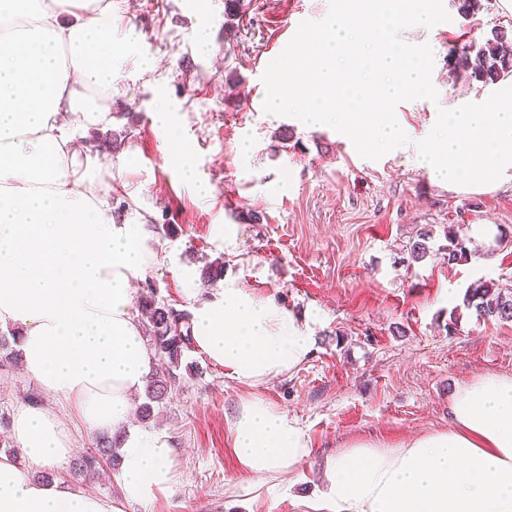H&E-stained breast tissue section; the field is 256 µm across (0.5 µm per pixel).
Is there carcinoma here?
<instances>
[{
    "label": "carcinoma",
    "instance_id": "obj_1",
    "mask_svg": "<svg viewBox=\"0 0 512 512\" xmlns=\"http://www.w3.org/2000/svg\"><path fill=\"white\" fill-rule=\"evenodd\" d=\"M451 66L456 74L484 85L512 75V51L509 50L508 33L499 29L492 32V37L480 45L471 43L454 50ZM445 236L448 240V261H469L471 253L467 247L465 228L451 224ZM430 239L429 232L420 233L418 239L407 248L409 260H424L430 254ZM463 308L475 310L480 318L511 322L512 284L503 285L486 280L473 283L465 293L463 307L451 311L447 329L456 328ZM139 309L149 322L150 333L147 342L159 361L158 368L144 391L145 401L139 406L140 419L148 420L154 407L170 398L174 388L183 381L184 374L194 375L191 366L182 365L185 353L190 351L193 345L189 317L186 314L152 297L145 300ZM18 361V353L13 348V342L6 336H0V362L15 365ZM103 460L112 465L114 470L119 467L117 439L97 435L94 451L74 459L71 462V470L75 474L88 473L95 470Z\"/></svg>",
    "mask_w": 512,
    "mask_h": 512
}]
</instances>
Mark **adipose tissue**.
Here are the masks:
<instances>
[{
    "label": "adipose tissue",
    "instance_id": "adipose-tissue-1",
    "mask_svg": "<svg viewBox=\"0 0 512 512\" xmlns=\"http://www.w3.org/2000/svg\"><path fill=\"white\" fill-rule=\"evenodd\" d=\"M134 51L117 37L110 0H0V327L15 329L25 375L88 432L120 441V499L108 502L54 478L35 480L0 453V512H124L148 507L176 482L169 438L133 426L131 400L157 359L143 335L134 284L157 250L141 216L117 219L112 165L67 133L111 122L117 60ZM154 122L167 164L210 195L159 99ZM196 350L239 384L297 371L311 330L282 302L234 283L211 290L185 276ZM447 430L393 446L351 442L327 460L332 512H512V378L485 374L460 388ZM240 468L288 475L311 453L302 427L263 400L231 417ZM8 436L30 463L64 465L74 448L63 417L40 405L15 411Z\"/></svg>",
    "mask_w": 512,
    "mask_h": 512
}]
</instances>
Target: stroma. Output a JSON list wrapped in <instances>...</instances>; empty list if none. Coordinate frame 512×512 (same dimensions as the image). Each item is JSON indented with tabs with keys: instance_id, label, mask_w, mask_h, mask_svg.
Here are the masks:
<instances>
[{
	"instance_id": "35a3bbf8",
	"label": "stroma",
	"mask_w": 512,
	"mask_h": 512,
	"mask_svg": "<svg viewBox=\"0 0 512 512\" xmlns=\"http://www.w3.org/2000/svg\"><path fill=\"white\" fill-rule=\"evenodd\" d=\"M112 8L137 54L116 69L111 125L70 131L105 157L134 158L112 170V209L146 216L160 247L137 296L189 311L185 271L200 277L216 261L225 279L309 320L314 336L298 371L254 388L186 353L197 375L140 424L172 439L180 473L146 512H315L321 471L340 448L362 439L396 445L447 429L456 389L485 374L512 377V322L466 310L456 330L446 327L475 281H512V179L482 192L451 187L418 166L415 147L438 108L481 93V83L455 77L449 54L492 29L512 30L500 0H481L466 19L455 14L433 29L403 30L405 41L431 45L438 100L400 103L396 118L411 142L375 161L332 128L263 110L268 63L285 48L287 31L326 16L328 0H114ZM201 28L205 48L193 38ZM141 56L156 67L141 70ZM161 95L211 186L208 198L165 162L153 122ZM451 224H488L498 237L453 264L445 258ZM424 231L431 254L402 262L405 245ZM37 389L21 367L0 370V415L12 417ZM250 397L308 435L312 454L288 477L257 480L239 467L228 421Z\"/></svg>"
}]
</instances>
